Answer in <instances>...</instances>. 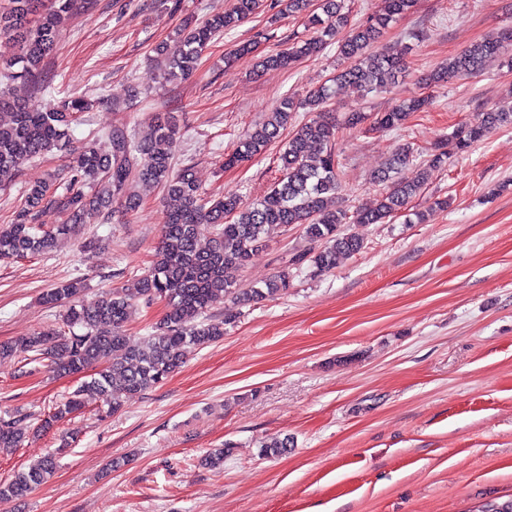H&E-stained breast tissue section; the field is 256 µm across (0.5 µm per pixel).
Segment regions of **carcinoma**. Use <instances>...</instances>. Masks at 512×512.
<instances>
[{"instance_id":"cac0c4a2","label":"carcinoma","mask_w":512,"mask_h":512,"mask_svg":"<svg viewBox=\"0 0 512 512\" xmlns=\"http://www.w3.org/2000/svg\"><path fill=\"white\" fill-rule=\"evenodd\" d=\"M40 0H10L0 12V36L15 41L19 53L10 75L12 80L29 81L41 74L44 59L54 50L69 15L87 4L77 0H52L39 14ZM415 0H380L368 18L356 25L349 22L343 0H321V12L307 16L305 27L312 35L293 40L291 46L266 55L257 62L265 69H289L301 57L316 56L337 44L339 65L330 83L308 90L304 97L284 95L274 112L261 126L240 138L224 155V167L231 168L262 154L288 135L279 156L280 176L262 197L248 202L240 196H208L196 180L193 167L173 165L177 127L173 122L157 125L153 139L140 142L123 130L108 134L111 150L102 154L90 144L72 146V124L77 115L92 109L84 96L66 94L45 105H35L11 97L0 90V110L8 119L0 121V186L12 181L32 158L53 150L73 155V176L57 192L50 181L24 190L14 223L0 225V261L22 259L50 252L58 239L74 234L87 215L129 214L140 206L131 190L134 179L160 185L175 205L165 210L161 236L152 264L144 275L126 288H118L92 299L83 297L80 280L61 283L45 291L46 306L66 307L67 330L41 331L20 343L0 342V360L18 353L32 352L49 362L58 377H68L94 369L85 385L108 405L119 411L126 401L161 383L184 364L187 349L205 347L224 338V326L236 321L239 307L267 296L284 294L291 287L288 269H283L262 288H235L224 279V270L245 267L254 252L273 230L302 227L309 247L291 258V265L308 263L313 273L322 275L336 267L341 256L364 248L362 237L344 230L347 224H382L407 208L419 195L433 171L448 162L453 151H463L492 130L512 124V105L492 107L459 126L451 142L434 147L430 158L416 163L415 149L406 145L374 175L387 191L371 206L354 210L331 206L341 188L339 162L335 154L336 119L328 105L335 86L349 85L363 93L387 89L406 72L409 47L397 41L381 43L384 31L408 14ZM264 0H233L230 9L179 29L170 42L155 47L163 58L164 79L175 80L193 74L209 44L217 37L263 10ZM275 17L293 16L305 8V0H275ZM349 35L336 41L339 31ZM512 44V29L494 38L471 45L424 78L429 87L443 86L454 78L482 72ZM430 104L427 96L405 99L374 118L364 112H350L345 125L356 128L369 124L370 130H391L402 126L411 114ZM300 109L315 116L288 131L293 114ZM56 206L66 220L49 230L29 223L44 206ZM212 226L209 245L199 246L200 225ZM231 297L232 306L224 317L208 315L216 304ZM160 300L165 312L153 332L140 346H131L124 334L135 303ZM83 407L81 391L73 392L57 405L55 413L40 425L71 415ZM30 428L27 417L0 422V448H18ZM232 445L224 444L201 458V465L214 468L224 463ZM56 467L47 455L13 478L0 484V500L22 502L45 484Z\"/></svg>"}]
</instances>
